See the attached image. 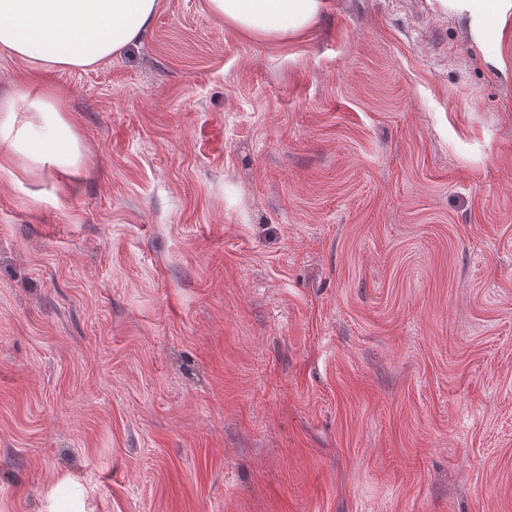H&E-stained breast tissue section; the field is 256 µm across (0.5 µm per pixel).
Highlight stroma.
<instances>
[{
	"label": "stroma",
	"instance_id": "1",
	"mask_svg": "<svg viewBox=\"0 0 512 512\" xmlns=\"http://www.w3.org/2000/svg\"><path fill=\"white\" fill-rule=\"evenodd\" d=\"M428 0L288 42L205 0L60 95L0 177V512H512V84ZM31 109L20 118L12 96L0 99V172L22 183L51 168L79 171L82 146L72 116L51 95L34 100ZM37 128L47 134L36 135ZM74 484L70 478L62 479L46 492L44 496V512H84L81 509V500L71 499Z\"/></svg>",
	"mask_w": 512,
	"mask_h": 512
}]
</instances>
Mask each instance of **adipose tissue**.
Instances as JSON below:
<instances>
[{
    "mask_svg": "<svg viewBox=\"0 0 512 512\" xmlns=\"http://www.w3.org/2000/svg\"><path fill=\"white\" fill-rule=\"evenodd\" d=\"M482 51L481 64L512 82V0H434ZM160 0H0V50L39 69H84L120 55L150 29ZM208 12L239 34L293 41L326 0H206ZM82 146L72 116L54 96L19 116L0 99V174L13 182L57 168L78 171Z\"/></svg>",
    "mask_w": 512,
    "mask_h": 512,
    "instance_id": "ef3b65f1",
    "label": "adipose tissue"
}]
</instances>
